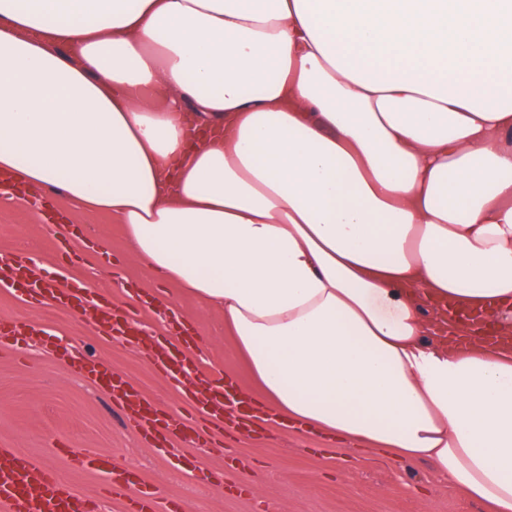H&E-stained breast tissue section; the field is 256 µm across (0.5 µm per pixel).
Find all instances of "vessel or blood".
Returning <instances> with one entry per match:
<instances>
[{
    "label": "vessel or blood",
    "mask_w": 512,
    "mask_h": 512,
    "mask_svg": "<svg viewBox=\"0 0 512 512\" xmlns=\"http://www.w3.org/2000/svg\"><path fill=\"white\" fill-rule=\"evenodd\" d=\"M29 267L26 256L19 253L0 255V280L9 281ZM92 290L81 281H74L64 289L50 287L40 278L32 279L25 294L29 301L54 299L57 303L77 307L93 305L99 328L108 334L127 335L137 323L133 311L116 315L111 301L92 298ZM36 327L0 319V348L18 344L24 336L36 334ZM156 370L171 384H180L182 378L197 373L191 358L183 355H161L154 362ZM70 366L92 384L104 386L122 403L129 423L139 427L145 438L155 445L171 444L174 438L190 439L195 432L192 422L171 419L147 407L142 394L121 376L105 365L79 358L71 359ZM70 464L77 469H91L103 476L113 499L119 500L123 512H184L180 501L170 500L159 505L153 485L145 482L134 465L118 463L90 451H72ZM99 506L90 497L67 489L55 470L37 466L29 457L10 448H0V512H98Z\"/></svg>",
    "instance_id": "b4317fda"
}]
</instances>
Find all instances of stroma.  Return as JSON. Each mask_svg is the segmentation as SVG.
Masks as SVG:
<instances>
[{
    "instance_id": "35a3bbf8",
    "label": "stroma",
    "mask_w": 512,
    "mask_h": 512,
    "mask_svg": "<svg viewBox=\"0 0 512 512\" xmlns=\"http://www.w3.org/2000/svg\"><path fill=\"white\" fill-rule=\"evenodd\" d=\"M57 227L28 200L0 193V251L25 254L35 273L50 282L81 280L125 309L139 307L140 326L153 338L182 345L204 374L223 372L238 387L250 385L246 366L224 331L222 313L175 284L154 277L126 242L122 225L79 213L61 194L48 192ZM68 238L77 262L60 266L57 243ZM45 328L23 352L0 349V448L15 449L55 469L64 483L99 497L100 479L73 468L66 449H89L135 464L162 499H181L188 512H485L478 502L439 483L423 463L393 452L360 450L315 431L260 421L255 431L235 432L213 423L209 438L223 440L235 461L204 442L174 441L157 450L131 426L109 390L90 384L60 359L62 351L85 354L123 376L163 414L180 416L192 407L157 373L139 345L100 334L91 311L31 304L21 288L0 286V318ZM249 471L240 482V471Z\"/></svg>"
}]
</instances>
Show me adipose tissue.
<instances>
[{"instance_id": "ef3b65f1", "label": "adipose tissue", "mask_w": 512, "mask_h": 512, "mask_svg": "<svg viewBox=\"0 0 512 512\" xmlns=\"http://www.w3.org/2000/svg\"><path fill=\"white\" fill-rule=\"evenodd\" d=\"M0 172L224 313L285 424L512 512V0H0Z\"/></svg>"}]
</instances>
